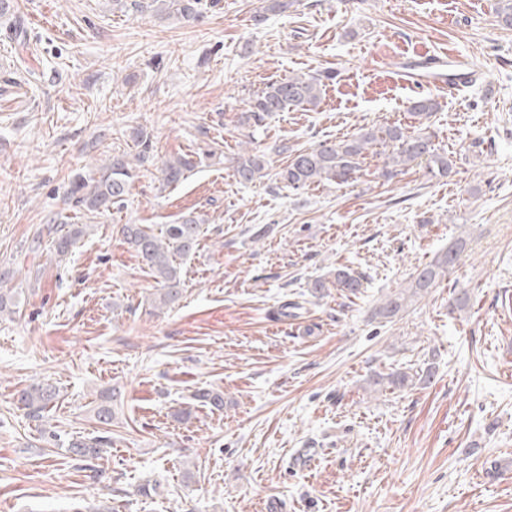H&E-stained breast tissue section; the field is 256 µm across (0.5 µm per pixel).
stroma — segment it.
<instances>
[{"instance_id":"obj_1","label":"stroma","mask_w":512,"mask_h":512,"mask_svg":"<svg viewBox=\"0 0 512 512\" xmlns=\"http://www.w3.org/2000/svg\"><path fill=\"white\" fill-rule=\"evenodd\" d=\"M262 3L203 0L185 23L134 0H17L23 45L0 20V78L37 73L0 92V267L20 291L18 311L0 314V512H512V29L498 0ZM417 50L481 77L452 95L415 90L397 73ZM326 70L316 110L242 124L269 80ZM421 94L438 103L429 132L455 160L449 176L416 161L385 179L380 144L348 186L233 176L244 151L276 171L289 148L413 129ZM141 128L157 162L219 155L165 189L141 168L111 217L73 213L70 179L131 150ZM190 212L207 218L201 244L181 265L179 304L159 311L154 278L113 227L157 230ZM63 218L88 227L72 254L31 250L36 229ZM460 236L447 279L374 317ZM340 266L363 276L361 294L309 297ZM430 364L428 384H369ZM37 380L60 390L42 427L16 403ZM112 386L123 403L105 431L93 409ZM203 388L223 392V410L194 402ZM104 431L103 458L61 446Z\"/></svg>"}]
</instances>
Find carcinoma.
<instances>
[{"label": "carcinoma", "instance_id": "obj_1", "mask_svg": "<svg viewBox=\"0 0 512 512\" xmlns=\"http://www.w3.org/2000/svg\"><path fill=\"white\" fill-rule=\"evenodd\" d=\"M164 6L167 13L184 21L197 19L201 13V0H152ZM323 79L305 74L272 80L247 101L244 123L257 127L278 112L290 109L315 110L322 100ZM436 110L433 99L420 96L411 102V115L418 123L429 119ZM137 152L112 153L108 161L97 172L88 177L77 176L70 183L67 200L73 207L90 213L104 215L112 206L120 205L128 195L134 174L140 167L154 159V145L151 133L145 130L135 132ZM389 147L385 154L384 173L394 176L408 163L420 160L427 163L431 171L445 175L452 170L453 160L439 151L432 143L431 136L422 132H408L400 126L384 129H365L353 139L337 143L323 141L307 150H297L288 155L285 167L275 173V180L292 190H305L323 181L345 184L357 179L360 159L368 147L376 142ZM195 162L183 156L169 158L158 167L162 185H175L188 177ZM233 175L242 184H253L270 176L266 155L246 152L233 161ZM205 219L189 212L175 224H165L154 230L142 224H123L118 232L124 241L141 259L142 264L157 281L158 288L153 294L152 305L156 308L174 306L181 298L182 279L177 259L192 253L199 245L202 224ZM86 234V225L47 224L38 230L37 238L48 237L55 257L63 259L72 252L77 242ZM462 242L455 240L441 251L429 264L423 266L411 281L409 287L390 293L375 308L374 315L392 319L406 310L419 296L433 287L442 276L452 269L459 259ZM336 287L355 295L363 288V278L345 269L336 270ZM433 367L419 373L395 371L377 374L372 384L385 389H402L418 383H427L433 378ZM59 390L48 382L30 384L19 392L18 404L27 415L36 421L42 420L45 411L58 399ZM122 393L112 391L102 396L95 408L97 421L105 426L112 425L114 406ZM196 399L202 405L220 411L224 409V394L220 391L203 389ZM110 439L107 436L93 438L77 437L67 441V448L74 456L101 458L108 454Z\"/></svg>", "mask_w": 512, "mask_h": 512}]
</instances>
